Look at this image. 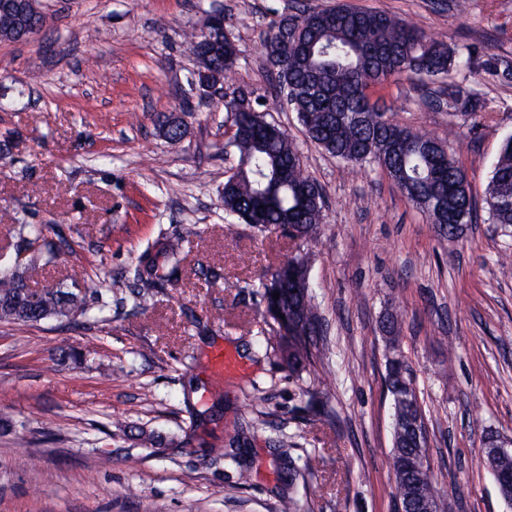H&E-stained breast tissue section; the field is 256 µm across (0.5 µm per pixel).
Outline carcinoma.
Segmentation results:
<instances>
[{"label": "carcinoma", "mask_w": 512, "mask_h": 512, "mask_svg": "<svg viewBox=\"0 0 512 512\" xmlns=\"http://www.w3.org/2000/svg\"><path fill=\"white\" fill-rule=\"evenodd\" d=\"M291 22L294 46L271 69L276 107L296 114L308 140L336 159L385 172L400 192L422 212L427 222L439 227L440 240L452 243L466 228L478 222V206L467 176L448 146L439 139L399 125L369 90L406 73L430 82L445 79L461 64L457 48L432 38L418 24L386 12L347 5L304 9L298 15L278 14L270 20L262 39V52L271 61L285 22ZM43 13L18 17L0 9V41L18 42L31 37V28L41 31ZM208 36L195 30L186 33L192 54L200 66L216 73H230L238 59L237 46L221 36L219 51L208 53ZM233 114V146L239 152L237 173L224 181L221 201L224 212L244 223L259 215L257 223L292 226L299 235L315 239L323 223L325 195L322 186L303 167L301 153L285 130L277 136L256 135L254 126L266 122L249 108ZM165 136L181 140L186 132L174 114L158 118ZM489 220L504 228L512 226V136L504 139L484 199ZM16 248L30 261L52 262L69 244L45 238L37 224L14 225ZM194 234L183 227L163 234L140 254L133 276H124L135 289V305L146 307L148 288L157 282L177 279L185 260V243ZM309 257L288 260V283L280 285L282 317H272V333L279 339L288 367L319 359L324 348L321 316L309 294ZM28 266L0 267V322L37 324L45 320L72 321L90 312L77 278L71 286L32 289L27 283ZM402 317L385 313L381 331L386 342L385 383L392 397L391 466L395 497L408 503L411 512H423L415 497L420 483L428 486L426 497L434 512H442L441 492L431 473L426 436L414 434L424 428L422 406L402 355ZM498 436H484L483 461L487 470L512 484V455L491 451Z\"/></svg>", "instance_id": "carcinoma-1"}]
</instances>
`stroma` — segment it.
Segmentation results:
<instances>
[{"label": "stroma", "mask_w": 512, "mask_h": 512, "mask_svg": "<svg viewBox=\"0 0 512 512\" xmlns=\"http://www.w3.org/2000/svg\"><path fill=\"white\" fill-rule=\"evenodd\" d=\"M335 2L41 0L43 31L0 42V264L16 257L13 223L42 225L72 249L32 266L31 285L80 272L101 310L72 324L0 323V412L11 420L0 428V512H279L286 496L302 512H395L379 328L391 309L403 313L443 512H512L482 464L487 431L512 438V274L496 263L512 236L483 217L442 244L385 173L323 152L272 104L260 50L269 21ZM350 2L418 22L469 57L448 80L404 76L372 96L400 125L448 140L484 200L512 135V0ZM216 12L239 55L223 99L248 91L298 147L325 194L318 240L224 212L239 161L232 117L192 85L184 42ZM451 83L484 101L480 117L427 104ZM182 104L187 133L174 143L157 116ZM183 224L196 233L178 280L135 308L116 276ZM300 253L326 347L293 372L265 342L260 276ZM212 267L223 272L215 283ZM218 346L241 365L221 381L209 362ZM240 427L234 456H209Z\"/></svg>", "instance_id": "stroma-1"}]
</instances>
